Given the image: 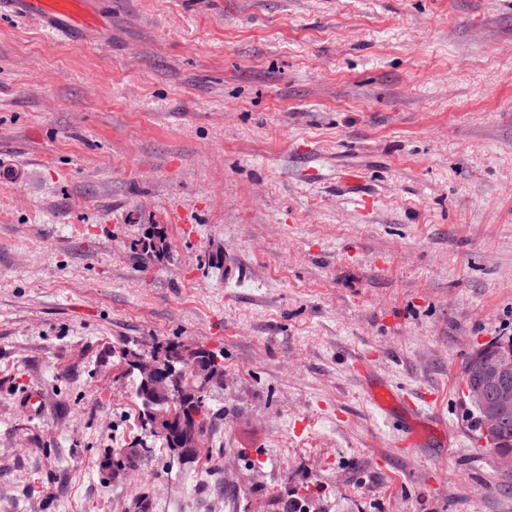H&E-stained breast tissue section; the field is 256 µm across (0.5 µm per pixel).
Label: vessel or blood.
Segmentation results:
<instances>
[{
	"label": "vessel or blood",
	"instance_id": "b4317fda",
	"mask_svg": "<svg viewBox=\"0 0 512 512\" xmlns=\"http://www.w3.org/2000/svg\"><path fill=\"white\" fill-rule=\"evenodd\" d=\"M0 15L17 19L39 16L46 30L68 39L82 36L94 27L88 0H0ZM370 399L378 410L386 414L394 408H403L407 443L416 445L418 420L422 416L416 401L385 386L372 390Z\"/></svg>",
	"mask_w": 512,
	"mask_h": 512
}]
</instances>
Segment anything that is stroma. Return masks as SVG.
<instances>
[{"mask_svg":"<svg viewBox=\"0 0 512 512\" xmlns=\"http://www.w3.org/2000/svg\"><path fill=\"white\" fill-rule=\"evenodd\" d=\"M154 338L223 350L216 432L111 479L143 432L100 356ZM507 340L512 0L0 17V512H512L461 379ZM373 405L381 412L390 413L396 407H402L406 413V439L409 446L417 445L418 418L423 414L416 401L408 395H403L394 390L380 386L370 392ZM154 452L155 448H151L147 443L135 444L129 448H115L102 460V468L108 471L111 478H115L126 465H132L141 457H152Z\"/></svg>","mask_w":512,"mask_h":512,"instance_id":"obj_1","label":"stroma"}]
</instances>
